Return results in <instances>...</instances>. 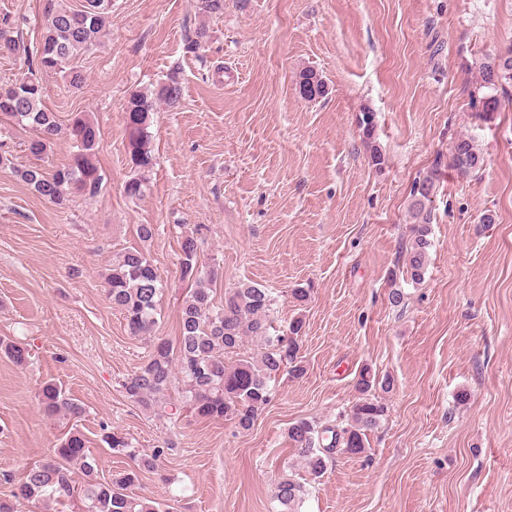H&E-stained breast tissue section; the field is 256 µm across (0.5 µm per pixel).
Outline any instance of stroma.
I'll list each match as a JSON object with an SVG mask.
<instances>
[{
    "instance_id": "obj_1",
    "label": "stroma",
    "mask_w": 512,
    "mask_h": 512,
    "mask_svg": "<svg viewBox=\"0 0 512 512\" xmlns=\"http://www.w3.org/2000/svg\"><path fill=\"white\" fill-rule=\"evenodd\" d=\"M43 7L0 0V19L33 43ZM201 26L208 37L189 51ZM511 45L512 0H224L219 16L200 15L196 0H112L100 46L75 61L82 87L41 76L60 124L81 112L101 130L99 195L59 206L35 193L15 174L33 161L32 131L0 125L11 159L0 163V336L28 350L22 365L0 356V472L21 476L68 431L41 411L50 381L83 404L77 427L100 476L129 465L102 444L108 428L147 454L174 444L136 495L172 512H276L275 483L296 460L289 424L333 423L368 367L394 382L386 417L366 453L336 454L308 484L300 512H512V103L485 117L470 101L481 60ZM174 68L181 98L152 112L156 165L144 196L128 198L127 94ZM304 69L326 96L301 98ZM366 110L379 168L362 144ZM459 136L485 157L467 179L446 167ZM439 164L415 284L399 275L409 192ZM141 224L154 225L151 241ZM197 225L215 303L252 281L272 289L277 328L304 321V374L280 376L243 434L223 419L145 413L121 388L151 347L129 334L101 272L113 253L144 248L166 285L154 335L176 341L180 233ZM299 285L311 291L301 307L290 297Z\"/></svg>"
}]
</instances>
